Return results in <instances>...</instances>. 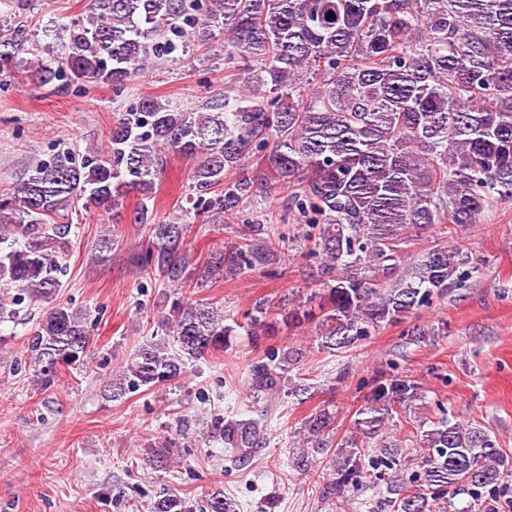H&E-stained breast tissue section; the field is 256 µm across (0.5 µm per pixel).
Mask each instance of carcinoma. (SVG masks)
<instances>
[{
  "mask_svg": "<svg viewBox=\"0 0 512 512\" xmlns=\"http://www.w3.org/2000/svg\"><path fill=\"white\" fill-rule=\"evenodd\" d=\"M67 26L53 64L27 71L64 92L91 84L119 90L178 46L224 42L240 70L224 106L188 112L144 97L118 114L104 150L40 161L0 192V322L23 302H49L63 287L76 226L72 213L109 212L132 192L148 199L174 152L194 161L186 201L203 224H221L268 185L291 189V208L309 255L327 277L318 308L278 312L288 330L318 321L319 348L342 350L382 324L401 322L436 296L462 286L468 257L438 244L408 264V233L475 224L496 200H512V0H94ZM27 25L0 21V80L22 71ZM261 155L265 171L246 161ZM147 234L133 264L177 288H207L275 263L273 227L244 225L204 261L191 254L188 224L156 219L146 203L132 217ZM88 314L64 304L47 310L27 337L38 386L62 367L84 366ZM163 338L137 348L108 383L120 400L179 378L186 362L229 347L234 327L211 302L172 300L158 323ZM266 312L247 324L256 342L272 336ZM294 348L268 351L251 389L263 412H242L210 429L234 461L263 442L276 398L309 390ZM408 376L377 374L349 432L336 440V413L323 407L302 423L292 465L332 461L323 494L342 499L359 483L384 486L383 512H491L512 460L487 431L446 417L416 420L415 469L389 430L424 401ZM150 512H237L217 487L198 502L163 494Z\"/></svg>",
  "mask_w": 512,
  "mask_h": 512,
  "instance_id": "carcinoma-1",
  "label": "carcinoma"
}]
</instances>
